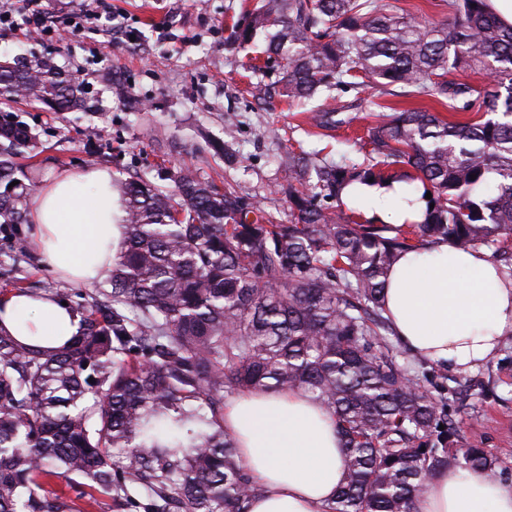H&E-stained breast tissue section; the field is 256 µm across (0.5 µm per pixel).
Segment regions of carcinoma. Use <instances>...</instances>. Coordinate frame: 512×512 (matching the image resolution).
Instances as JSON below:
<instances>
[{
    "instance_id": "obj_1",
    "label": "carcinoma",
    "mask_w": 512,
    "mask_h": 512,
    "mask_svg": "<svg viewBox=\"0 0 512 512\" xmlns=\"http://www.w3.org/2000/svg\"><path fill=\"white\" fill-rule=\"evenodd\" d=\"M448 10L432 26L389 0H262L237 26L243 46L277 28L265 68L280 78L252 95L299 106L315 127L352 121L347 105L313 101L362 74L474 116L383 113L362 164L292 156L286 224L189 169L171 191L118 181L124 235L105 287L67 300L80 334L44 350L0 329V512H82L98 494L124 512H247L259 488L224 430V399L245 390L301 389L336 417L346 475L325 512H414L425 481L461 459L478 474L512 468L459 451L454 388L434 394L399 363L383 316L400 252L443 239L512 257V26L486 0ZM469 70L490 76L482 92L461 79ZM17 99L84 106L81 84L39 59L0 64V101ZM33 141L0 110V224L24 221L34 183L10 186L13 155ZM369 180L428 191L434 208L407 225L365 219L343 193Z\"/></svg>"
}]
</instances>
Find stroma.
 <instances>
[{
  "instance_id": "stroma-1",
  "label": "stroma",
  "mask_w": 512,
  "mask_h": 512,
  "mask_svg": "<svg viewBox=\"0 0 512 512\" xmlns=\"http://www.w3.org/2000/svg\"><path fill=\"white\" fill-rule=\"evenodd\" d=\"M111 18L90 20L65 39L33 38L0 31V59L52 61L85 90L87 107L48 112L26 102L11 112L36 137L34 151L18 161L38 185L66 169L108 168L114 179L146 177L172 188L182 168L205 181L229 186L248 201L289 219L288 155L301 149L362 154L352 138L375 123L381 107H413V100L378 94L369 78L343 102L361 99L352 126L328 131L309 126L287 102L263 110L252 96L266 59L268 40L258 36L246 50L229 49L234 24L258 0H106ZM131 31L123 39L112 30ZM25 238L27 252L13 247ZM70 294L77 284L62 279L41 257L30 224L0 226V290ZM400 362L415 367L430 390L460 379L448 401L464 444L512 456V336L488 362L460 375L415 361L398 349Z\"/></svg>"
}]
</instances>
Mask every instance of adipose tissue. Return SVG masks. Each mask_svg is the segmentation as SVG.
Returning a JSON list of instances; mask_svg holds the SVG:
<instances>
[{
	"label": "adipose tissue",
	"instance_id": "ef3b65f1",
	"mask_svg": "<svg viewBox=\"0 0 512 512\" xmlns=\"http://www.w3.org/2000/svg\"><path fill=\"white\" fill-rule=\"evenodd\" d=\"M348 204L387 224L421 220L426 201L400 183H355ZM122 206L105 169L64 170L29 201L40 254L65 280L90 283L116 258ZM397 340L418 359L457 373L488 361L512 335V277L484 250L440 241L402 253L385 289ZM0 328L25 345L57 348L80 318L57 297L13 291L0 304ZM224 427L259 495L248 512H324L345 476L338 424L301 391H245L224 405ZM415 512H512V481L459 468L431 476Z\"/></svg>",
	"mask_w": 512,
	"mask_h": 512
}]
</instances>
